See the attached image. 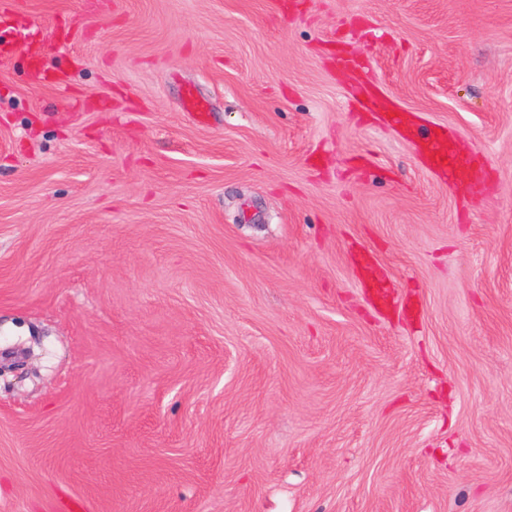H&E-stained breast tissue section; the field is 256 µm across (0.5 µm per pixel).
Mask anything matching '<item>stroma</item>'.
I'll use <instances>...</instances> for the list:
<instances>
[{
    "label": "stroma",
    "instance_id": "obj_1",
    "mask_svg": "<svg viewBox=\"0 0 512 512\" xmlns=\"http://www.w3.org/2000/svg\"><path fill=\"white\" fill-rule=\"evenodd\" d=\"M22 2L0 512H512V0ZM413 140L425 149L432 167L447 169L451 184L472 186L481 180L480 171L456 152L454 137L448 129H418L413 134Z\"/></svg>",
    "mask_w": 512,
    "mask_h": 512
}]
</instances>
